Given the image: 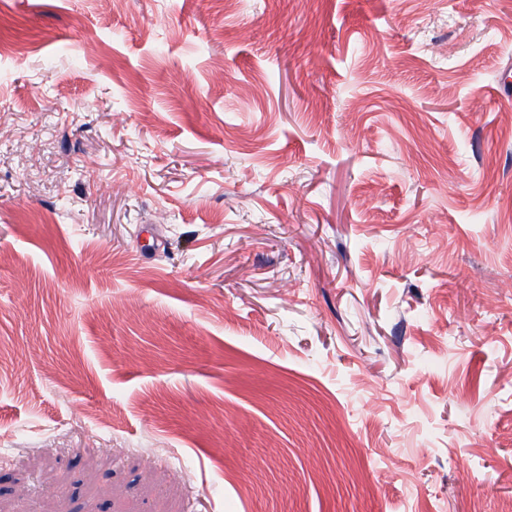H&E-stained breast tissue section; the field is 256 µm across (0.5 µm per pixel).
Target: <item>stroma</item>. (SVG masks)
I'll list each match as a JSON object with an SVG mask.
<instances>
[{
    "mask_svg": "<svg viewBox=\"0 0 512 512\" xmlns=\"http://www.w3.org/2000/svg\"><path fill=\"white\" fill-rule=\"evenodd\" d=\"M0 41V512L512 507V0Z\"/></svg>",
    "mask_w": 512,
    "mask_h": 512,
    "instance_id": "1",
    "label": "stroma"
}]
</instances>
